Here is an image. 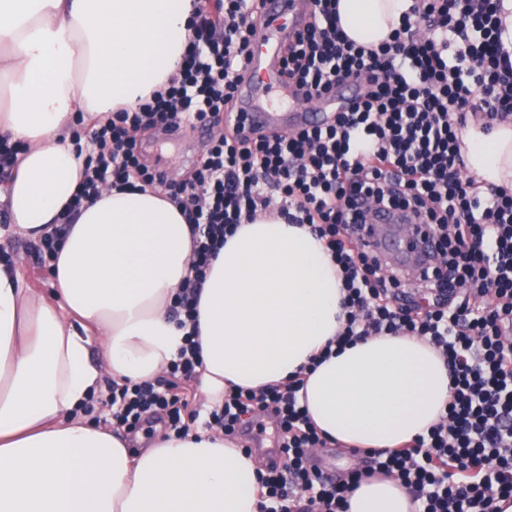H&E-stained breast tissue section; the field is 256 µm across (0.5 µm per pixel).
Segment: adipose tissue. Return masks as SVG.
Wrapping results in <instances>:
<instances>
[{
	"instance_id": "obj_1",
	"label": "adipose tissue",
	"mask_w": 512,
	"mask_h": 512,
	"mask_svg": "<svg viewBox=\"0 0 512 512\" xmlns=\"http://www.w3.org/2000/svg\"><path fill=\"white\" fill-rule=\"evenodd\" d=\"M413 0H339L355 42L388 39ZM193 0H0V138L19 165L0 192L13 231L39 241L84 169L75 113L131 109L181 65ZM477 181L512 186V125L462 133ZM185 216L159 190L102 191L85 203L52 266L53 298L0 264V512H259L258 468L242 443L204 428L132 453L123 433L69 421L99 391V345L117 381L163 374L184 343L170 314L191 267ZM335 263L309 228L264 217L241 225L200 292V390L283 382L309 365L343 317ZM448 368L426 340L370 336L305 377L300 402L338 443L394 450L443 415ZM346 512H415L409 491L362 480Z\"/></svg>"
}]
</instances>
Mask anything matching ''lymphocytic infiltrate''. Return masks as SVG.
<instances>
[{
  "instance_id": "1",
  "label": "lymphocytic infiltrate",
  "mask_w": 512,
  "mask_h": 512,
  "mask_svg": "<svg viewBox=\"0 0 512 512\" xmlns=\"http://www.w3.org/2000/svg\"><path fill=\"white\" fill-rule=\"evenodd\" d=\"M310 21L285 48L283 68L305 100L348 79L362 93L348 110L307 130L251 138L225 125L237 75L261 20L259 0H199L178 74L136 109L85 125L76 115L74 144L85 147L83 181L35 250L56 260L68 224L102 184L158 189L192 230V274L175 294L172 313L185 343L165 377L111 384L118 427L138 429L157 418L178 435L199 417L184 387L200 365L199 290L206 269L239 225L277 212L305 224L336 262L346 319L338 347L369 336H418L450 369V398L427 434L399 449L363 450L365 466L328 480L311 467L312 449L329 440L298 394L301 376L257 389L230 388L209 410L207 428L232 438L249 416L272 415L281 432L280 461L263 464L260 512H345V493L382 475L414 489L418 512H498L512 499V188H481L463 171L460 136L470 116L486 127L512 114V53L501 0H415L391 40L376 47L350 41L336 0H309ZM199 121L210 148L182 182L147 165L137 133L167 135ZM400 172L390 183L384 168ZM411 212L438 238L432 271L406 295L405 277L363 241L357 200ZM453 279V292L444 280Z\"/></svg>"
}]
</instances>
